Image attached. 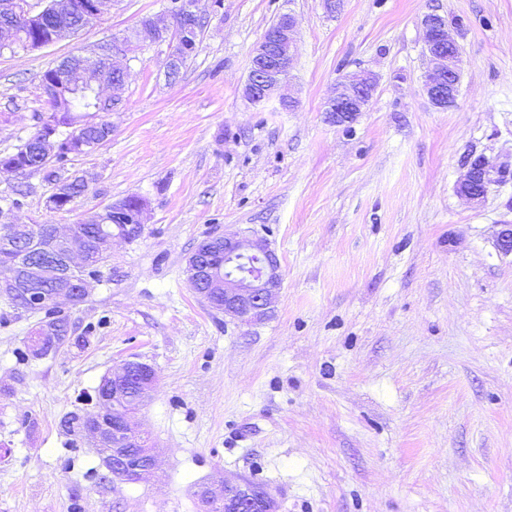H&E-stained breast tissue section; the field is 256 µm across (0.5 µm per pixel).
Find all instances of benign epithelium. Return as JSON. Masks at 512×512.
I'll return each instance as SVG.
<instances>
[{
    "label": "benign epithelium",
    "mask_w": 512,
    "mask_h": 512,
    "mask_svg": "<svg viewBox=\"0 0 512 512\" xmlns=\"http://www.w3.org/2000/svg\"><path fill=\"white\" fill-rule=\"evenodd\" d=\"M115 2L84 0V18L90 22L98 19ZM198 2L172 0L164 13L150 17L135 36H113L98 43L89 55L82 57L89 63H98L92 76L81 65L73 67L66 61L58 64L64 75L54 81L55 113L45 120L38 134L44 160H54L68 147L60 128L64 127L62 118L72 112L71 101L79 89L89 90L94 99V105L83 110L80 121L70 126L82 151L91 153L110 139L112 124L102 118L101 112L109 104L115 109L120 103L131 70L132 43H168L167 69H173L181 55L197 46V26L182 24L180 19L200 18ZM5 10L21 16L27 30L35 35L29 44L43 48L60 40L55 34L48 39L40 34L45 18L64 14L72 7L70 0H47L40 12L32 14L26 0H11L5 4ZM421 25L429 58L424 90L433 106L448 110L454 106L459 92L460 48L448 34L447 17L426 13ZM296 27L295 16L281 15L254 49L242 90L249 102L259 104L277 96L282 108L296 106V100L282 94L295 54ZM376 84L375 76L369 72L345 76L336 84L324 109L328 122L336 126L353 124L369 105ZM465 168L456 192L475 204L485 200L491 186L502 176L512 173V165L507 161H487L482 166L467 163ZM14 209L12 204L0 209V242L14 251L8 261L0 264V296L14 301L24 311L40 310L47 304L72 311L87 301L92 285L99 282L93 269L110 259L112 238L132 242L142 235L146 201H140L128 218L112 208V218L117 220L113 225L115 234L107 236L105 248L99 252L90 248L86 235L77 227L56 224L50 233L44 234L39 225L17 223L12 217ZM186 273L189 285L201 299L242 325L269 317L282 284L280 260L269 243L255 234L242 232H226L202 240L187 259ZM56 332V324L40 323L28 340L30 355L42 357L46 340ZM107 378L112 380V397L96 393L97 402L104 409L82 415L81 432L95 447L108 449L103 467L109 479L148 482L157 469L156 451L136 432L131 418L149 397L157 373L152 365L133 358ZM195 496L199 512H278L271 491L265 487L257 489L246 480L217 487L200 485Z\"/></svg>",
    "instance_id": "7a95c632"
}]
</instances>
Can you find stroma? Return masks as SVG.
Here are the masks:
<instances>
[{"label":"stroma","instance_id":"35a3bbf8","mask_svg":"<svg viewBox=\"0 0 512 512\" xmlns=\"http://www.w3.org/2000/svg\"><path fill=\"white\" fill-rule=\"evenodd\" d=\"M168 0H116L79 32L0 52V153L46 111L43 73L129 35ZM179 79L167 44L135 48L112 137L72 158L88 187L46 205L40 174L20 223L79 224L125 197L144 231L112 242L101 282L71 318L86 339L18 360L39 320L0 298V512H198V485L253 480L279 512H512V179L484 204L457 195L462 162L512 161V0H221ZM448 18L461 52L454 107L424 92L420 19ZM293 14L296 53L277 100L248 103L254 48ZM378 86L351 128L324 105L347 72ZM249 230L276 251L272 317L246 326L191 290L202 239ZM157 383L133 422L158 451L145 483L97 484L102 457L63 422L87 413L125 360Z\"/></svg>","mask_w":512,"mask_h":512}]
</instances>
